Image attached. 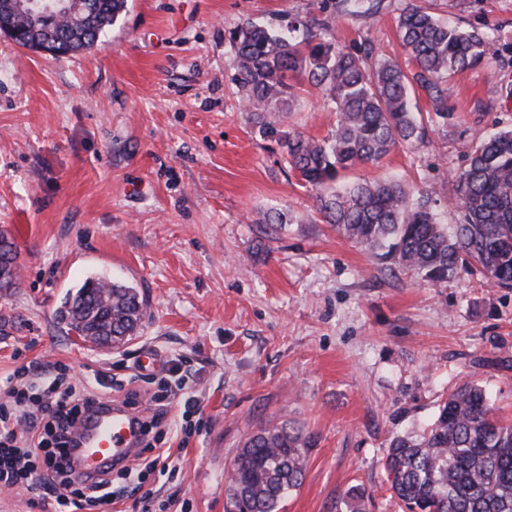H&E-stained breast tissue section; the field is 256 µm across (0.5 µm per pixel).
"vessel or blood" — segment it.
Listing matches in <instances>:
<instances>
[{"label":"vessel or blood","instance_id":"vessel-or-blood-1","mask_svg":"<svg viewBox=\"0 0 512 512\" xmlns=\"http://www.w3.org/2000/svg\"><path fill=\"white\" fill-rule=\"evenodd\" d=\"M138 428L123 406L89 407L71 451L76 480L90 482L103 471L119 465L135 451Z\"/></svg>","mask_w":512,"mask_h":512}]
</instances>
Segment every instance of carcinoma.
Instances as JSON below:
<instances>
[{
  "instance_id": "obj_1",
  "label": "carcinoma",
  "mask_w": 512,
  "mask_h": 512,
  "mask_svg": "<svg viewBox=\"0 0 512 512\" xmlns=\"http://www.w3.org/2000/svg\"><path fill=\"white\" fill-rule=\"evenodd\" d=\"M59 23L18 11V0H0V22L18 27L24 46L62 36L69 53L93 47L126 0H84ZM340 15L371 14L365 0H334ZM407 60L370 63L364 44L346 51L316 21L285 26L246 21L229 32L237 55L233 81L243 92L261 139L277 142L300 180L319 192V213L351 241L383 260L437 286L463 274L512 288V129L473 141L456 174V223L445 224L433 207L435 188L415 192L395 179L345 181L354 167L375 164L398 146L423 142L430 123L448 122V81L492 59L498 40L477 29L441 20L408 0L397 18ZM320 90L336 112V128L314 139L286 130L297 86ZM423 95L430 110L413 99ZM0 288L17 287L18 252L4 232ZM143 300L130 287L88 277L67 294L57 311L66 333L89 343L104 336L122 342L133 335ZM310 437L287 424L250 436L234 459L225 512H276L289 491L301 486ZM392 497L407 512H512V425L496 416L486 391L474 382L442 401L418 435L391 438L384 461ZM365 489L354 487L349 512H363Z\"/></svg>"
}]
</instances>
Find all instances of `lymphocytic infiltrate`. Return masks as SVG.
<instances>
[{"instance_id": "lymphocytic-infiltrate-1", "label": "lymphocytic infiltrate", "mask_w": 512, "mask_h": 512, "mask_svg": "<svg viewBox=\"0 0 512 512\" xmlns=\"http://www.w3.org/2000/svg\"><path fill=\"white\" fill-rule=\"evenodd\" d=\"M189 381L179 358L167 360L158 378L98 374L85 384L70 380L61 364L48 374L20 367L0 387V486L31 494L42 512H110L134 495L150 505L140 492L144 478L170 473V434L192 431L187 420L171 413L173 391L187 390ZM115 393L134 413L142 450L118 469L127 481L123 489H113L108 475L94 485L76 483L69 471L76 425L87 404L110 401Z\"/></svg>"}]
</instances>
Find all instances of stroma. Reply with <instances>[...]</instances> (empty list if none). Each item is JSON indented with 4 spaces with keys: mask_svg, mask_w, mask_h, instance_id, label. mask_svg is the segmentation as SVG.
<instances>
[{
    "mask_svg": "<svg viewBox=\"0 0 512 512\" xmlns=\"http://www.w3.org/2000/svg\"><path fill=\"white\" fill-rule=\"evenodd\" d=\"M406 3L329 18V35L402 58ZM428 5L493 33L500 53L450 81L455 116L426 143L348 178L437 185L446 198L474 138L512 129V0ZM307 15L324 16L321 0H126L101 42L63 58L0 37V230L21 269L0 291V378L55 362L81 381L121 376L148 350L185 359L199 428L174 479L147 480L168 512H225L238 449L271 423L313 438L279 512H346L356 485L365 512H399L382 466L392 434L421 433L466 380L512 421V289L467 275L435 287L379 261L321 220L281 147L255 136L228 33ZM286 124L321 139L336 114L313 91ZM92 275L146 302L136 334L109 348L55 319Z\"/></svg>",
    "mask_w": 512,
    "mask_h": 512,
    "instance_id": "obj_1",
    "label": "stroma"
}]
</instances>
